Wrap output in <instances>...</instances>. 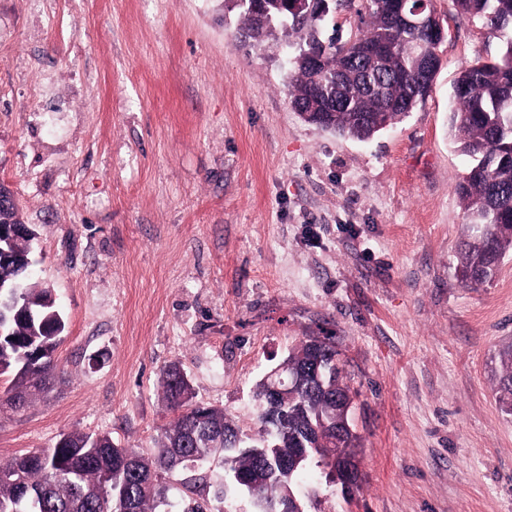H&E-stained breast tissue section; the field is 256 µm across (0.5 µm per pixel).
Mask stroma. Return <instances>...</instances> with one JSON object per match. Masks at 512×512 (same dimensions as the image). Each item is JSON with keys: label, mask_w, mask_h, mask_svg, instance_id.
Returning a JSON list of instances; mask_svg holds the SVG:
<instances>
[{"label": "stroma", "mask_w": 512, "mask_h": 512, "mask_svg": "<svg viewBox=\"0 0 512 512\" xmlns=\"http://www.w3.org/2000/svg\"><path fill=\"white\" fill-rule=\"evenodd\" d=\"M224 0H0V182L66 322L62 381L0 408V461L70 432L152 452L174 416L162 369L257 434L258 381L336 334L361 477L316 475L306 512H512V255L462 284V66L500 40L433 0V90L366 141L305 122L272 48ZM500 369L497 378L499 402L506 411H512V342L499 350Z\"/></svg>", "instance_id": "stroma-1"}]
</instances>
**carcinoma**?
<instances>
[{"mask_svg":"<svg viewBox=\"0 0 512 512\" xmlns=\"http://www.w3.org/2000/svg\"><path fill=\"white\" fill-rule=\"evenodd\" d=\"M268 22L266 39L254 41L255 16L243 14L240 42L276 46L288 70L290 103L297 112H317L326 129L360 141L404 118L432 88L441 60L420 58L422 36L397 27L402 0H367L369 21L355 39L325 36L332 5L324 11L293 12L286 0H255ZM459 11L505 37L498 56L461 68L451 131L469 158L457 193L469 214V234L460 245L461 282L478 287L499 273L512 251V0H454ZM311 54L323 57L313 69ZM33 265L0 263V375L11 372L8 404L17 409L47 390L54 379L52 354L65 321L51 293L35 287ZM333 337L309 336L289 350L288 367L303 376L288 401L270 408L264 384L257 386L260 432L244 434L224 409L193 405V392L180 366L163 369L170 407L178 411L157 442L153 456L120 448L107 435L67 433L51 448L0 462V512H163L167 488L162 476L180 469L229 465L251 476L258 509L293 494L310 470L301 449L321 461L337 448L356 449L358 437L344 428L342 398L350 393L334 368ZM320 366L314 377L312 368ZM499 402L512 411V342L499 350ZM182 512H221L229 490L224 482L187 487Z\"/></svg>","mask_w":512,"mask_h":512,"instance_id":"cac0c4a2","label":"carcinoma"}]
</instances>
